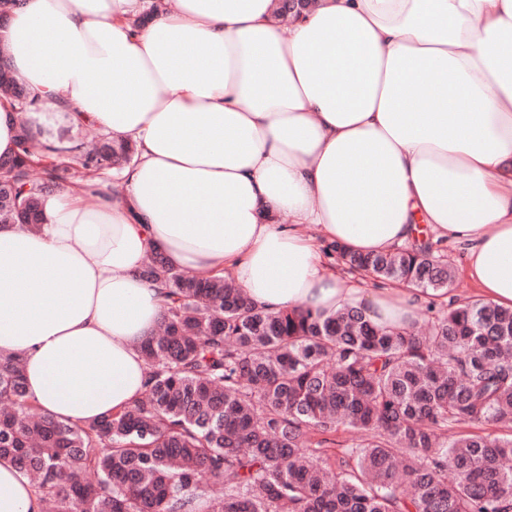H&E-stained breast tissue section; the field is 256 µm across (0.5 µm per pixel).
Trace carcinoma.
Returning a JSON list of instances; mask_svg holds the SVG:
<instances>
[{"label":"carcinoma","instance_id":"1","mask_svg":"<svg viewBox=\"0 0 512 512\" xmlns=\"http://www.w3.org/2000/svg\"><path fill=\"white\" fill-rule=\"evenodd\" d=\"M0 92L28 96L0 65ZM34 150L20 126L0 158V224L42 223V195L104 170L134 145L99 133ZM75 167L59 164L73 153ZM331 251L351 271L433 296L454 284L422 240L389 253ZM163 317L142 346L143 397L97 423L37 413L21 359L0 358V459L31 478L51 512H512V309L448 307L425 332L381 329L364 312L268 313L232 282L148 258ZM349 433L340 443L334 436ZM454 473L448 480V472ZM207 474L222 486L215 496Z\"/></svg>","mask_w":512,"mask_h":512}]
</instances>
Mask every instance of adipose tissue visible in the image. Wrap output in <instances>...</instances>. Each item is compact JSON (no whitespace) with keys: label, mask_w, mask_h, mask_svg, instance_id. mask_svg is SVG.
<instances>
[{"label":"adipose tissue","mask_w":512,"mask_h":512,"mask_svg":"<svg viewBox=\"0 0 512 512\" xmlns=\"http://www.w3.org/2000/svg\"><path fill=\"white\" fill-rule=\"evenodd\" d=\"M273 10L25 0L0 31L43 106L0 95V157L23 118L137 148L119 190L95 177L46 192L37 228L0 225V355L22 358L50 418L86 425L143 395L154 252L271 312L356 306L404 327L417 290L345 285L323 246L390 252L423 224L468 242L467 276L512 308V0H314L286 30ZM0 512H42L4 460Z\"/></svg>","instance_id":"1"}]
</instances>
